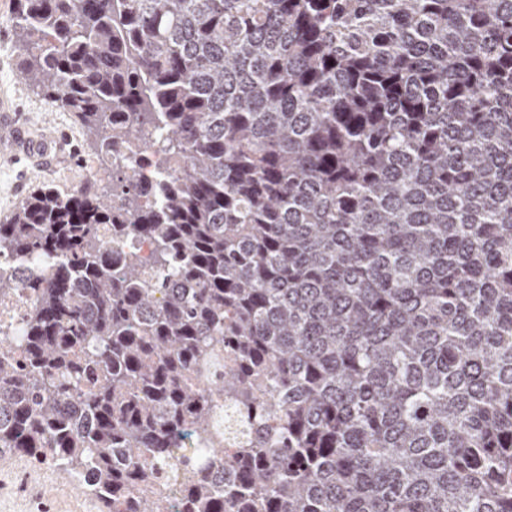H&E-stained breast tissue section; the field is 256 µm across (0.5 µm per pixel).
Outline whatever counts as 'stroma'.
<instances>
[{
    "instance_id": "35a3bbf8",
    "label": "stroma",
    "mask_w": 512,
    "mask_h": 512,
    "mask_svg": "<svg viewBox=\"0 0 512 512\" xmlns=\"http://www.w3.org/2000/svg\"><path fill=\"white\" fill-rule=\"evenodd\" d=\"M0 101L21 115L34 134L51 137V151L42 165L16 158L0 147V221L30 192L44 183L61 190L81 185L88 175L86 162L94 161V137L68 112L51 110L38 88L24 82L17 60L0 67ZM0 512H100L67 475L52 468L0 459Z\"/></svg>"
}]
</instances>
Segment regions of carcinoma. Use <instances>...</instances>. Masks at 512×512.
I'll return each instance as SVG.
<instances>
[{
    "label": "carcinoma",
    "mask_w": 512,
    "mask_h": 512,
    "mask_svg": "<svg viewBox=\"0 0 512 512\" xmlns=\"http://www.w3.org/2000/svg\"><path fill=\"white\" fill-rule=\"evenodd\" d=\"M13 3L21 79L160 179L0 224V457L101 512H512V0ZM34 299L31 295H23L9 303H0V331L9 329L14 333L23 325L26 313L33 306ZM217 419L224 429V455L225 448H243L240 443L247 434L246 428L238 424L233 409L224 403V408L222 407L217 410Z\"/></svg>",
    "instance_id": "1"
}]
</instances>
